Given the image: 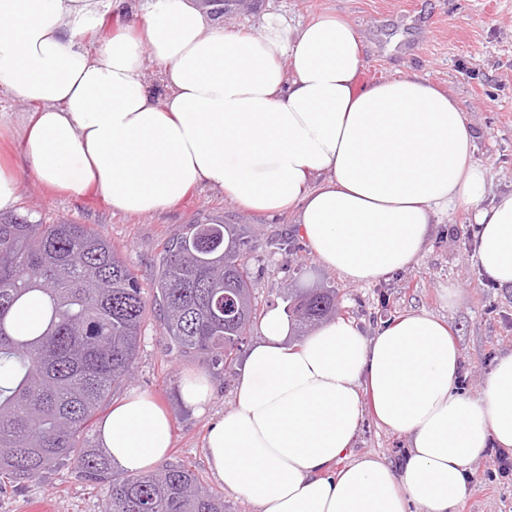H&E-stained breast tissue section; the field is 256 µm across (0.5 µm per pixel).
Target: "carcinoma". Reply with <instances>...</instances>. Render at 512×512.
<instances>
[{"label": "carcinoma", "mask_w": 512, "mask_h": 512, "mask_svg": "<svg viewBox=\"0 0 512 512\" xmlns=\"http://www.w3.org/2000/svg\"><path fill=\"white\" fill-rule=\"evenodd\" d=\"M251 253L232 224H191L166 247L153 282L162 336L226 376L257 318L249 288L243 311L224 319V295L252 283ZM34 292L46 301L38 327L17 316ZM284 299L306 328L338 311L334 288L287 287ZM147 305L131 267L91 225L0 216V373L9 383L0 386V484L68 465L107 489L105 512H224V497L185 464L119 472L93 443L96 413L134 372Z\"/></svg>", "instance_id": "carcinoma-1"}]
</instances>
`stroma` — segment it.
<instances>
[{"mask_svg":"<svg viewBox=\"0 0 512 512\" xmlns=\"http://www.w3.org/2000/svg\"><path fill=\"white\" fill-rule=\"evenodd\" d=\"M345 18L358 32L367 82L416 72L459 104L474 133V159L485 170L489 196L512 192V0H251L248 8L219 19L225 32L249 31L267 15L289 24L308 21L320 11ZM35 107L0 95V156L23 168L22 131ZM16 215L50 224L68 220L92 225L117 247L143 288H150L156 262L168 241L185 225L219 220L253 233V294L259 310L282 304L284 287L334 288L341 317L374 336L386 322L425 310L447 322L461 352L460 385L477 395L497 359L512 353V287L500 288L481 273L467 243L477 229L472 213L457 212L434 225L422 255L411 269L371 284H357L324 269L313 257L291 216L258 214L203 189L178 205L156 213L128 216L100 196L73 199L47 191L24 172ZM455 292L443 296L444 289ZM209 376L212 396L205 412L180 397L184 373ZM236 381L213 369L207 358L178 354L160 333L155 312H148L134 374L113 391V402L130 393H152L172 422L167 462L191 466L212 488L220 483L206 459L209 426L235 405ZM409 446L407 436L366 417L351 450L371 453L398 466ZM497 448L472 463V479L457 512H512V474L498 469ZM107 492L79 480L62 466L39 481L0 491V512H104Z\"/></svg>","mask_w":512,"mask_h":512,"instance_id":"1","label":"stroma"}]
</instances>
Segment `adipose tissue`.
Masks as SVG:
<instances>
[{
	"instance_id": "ef3b65f1",
	"label": "adipose tissue",
	"mask_w": 512,
	"mask_h": 512,
	"mask_svg": "<svg viewBox=\"0 0 512 512\" xmlns=\"http://www.w3.org/2000/svg\"><path fill=\"white\" fill-rule=\"evenodd\" d=\"M131 19L87 49L105 11ZM162 67L165 94L145 81ZM362 42L345 19L265 20L227 34L198 0H0V90L36 105L26 171L131 216L208 187L257 213L293 215L316 261L356 283L407 270L455 210L479 226L481 271L512 287V193L487 196L459 104L423 76L357 85ZM236 404L211 425L207 461L258 512H454L471 464L512 451V353L476 396L457 393L460 350L427 311L373 337L344 319L289 344L277 307L259 324ZM410 447L401 469L348 458L366 414ZM112 462L145 472L171 419L134 392L99 429Z\"/></svg>"
}]
</instances>
